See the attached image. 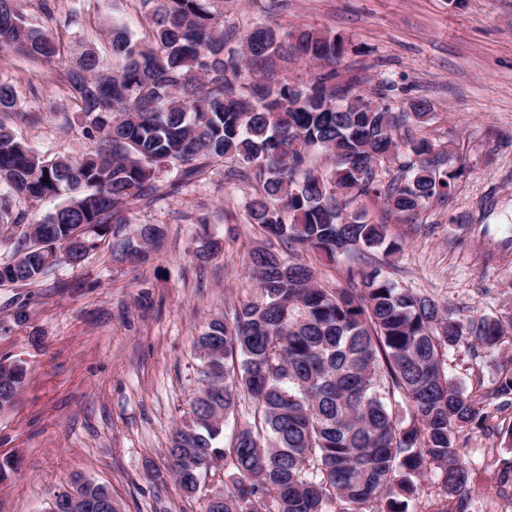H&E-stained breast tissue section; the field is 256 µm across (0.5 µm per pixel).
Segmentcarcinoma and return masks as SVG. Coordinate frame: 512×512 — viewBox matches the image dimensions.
Masks as SVG:
<instances>
[{
    "instance_id": "obj_1",
    "label": "carcinoma",
    "mask_w": 512,
    "mask_h": 512,
    "mask_svg": "<svg viewBox=\"0 0 512 512\" xmlns=\"http://www.w3.org/2000/svg\"><path fill=\"white\" fill-rule=\"evenodd\" d=\"M217 0H140L151 31L145 44L113 29V67L81 53L68 83L95 150L49 158L0 124V224H21L17 199L58 204L12 242L0 263V286L32 285L66 243L76 267L111 229L130 223L131 205L184 192L213 167L255 182L246 223L268 240L317 261L355 252L400 250L385 224L355 210L378 198L387 211L416 218L448 201L464 170L426 137L398 131L434 119L415 100L396 112L351 88L332 84L342 37L301 30L282 35L257 23L243 36ZM244 41L243 48L233 45ZM313 62L301 84L278 77L283 47ZM0 50L52 64L61 48L26 21L16 0H0ZM17 105L0 80V112ZM409 160L401 161L400 147ZM320 153L330 166L313 164ZM396 165L384 182L376 165ZM165 235L143 224L115 255L135 268L152 261ZM255 299L232 318L213 319L196 340L207 385L176 425L170 469L191 493L218 460L231 485L206 512H408L420 481L433 473L455 512H468L472 473L456 445L484 416L473 394L452 381L444 353L512 344V325L494 315H458L403 287L374 262L347 270L341 288L318 284L316 268L268 248L249 254ZM0 407L13 405L27 379L23 361L0 357ZM487 395L512 405V366ZM248 416L221 444L219 415ZM81 512H113L107 486L75 479Z\"/></svg>"
}]
</instances>
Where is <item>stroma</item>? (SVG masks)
Instances as JSON below:
<instances>
[{
  "label": "stroma",
  "instance_id": "1",
  "mask_svg": "<svg viewBox=\"0 0 512 512\" xmlns=\"http://www.w3.org/2000/svg\"><path fill=\"white\" fill-rule=\"evenodd\" d=\"M28 22L70 49L84 46L111 59L113 28L146 35L140 0H19ZM241 30L264 23L283 31H328L347 53L336 83L366 97L383 93L396 111L413 100L436 114L422 134L453 156L464 175L447 205L418 223L387 215L364 201L366 219L388 222L400 244L390 275L460 315L512 317V0H224ZM64 65L30 62L0 51L17 106L0 124L49 157L79 158L95 148L83 134ZM250 184L210 171L181 195L132 207L137 226L161 224L166 236L153 262L117 263L102 242L79 267L57 266L41 283L0 287V356L25 361L28 376L15 405L0 412V459L20 469L0 485V512H47L56 493L81 476L106 484L118 512H205L223 491L229 468L217 464L196 494L172 474V431L204 386L195 341L214 319L256 296L248 251L264 246L242 215ZM222 242L197 256L203 232ZM149 295L141 306V295ZM27 321L14 323L17 298ZM512 348L452 350L448 375L467 390H489ZM488 430L467 431L462 452L472 471L469 512H512V408L484 403Z\"/></svg>",
  "mask_w": 512,
  "mask_h": 512
}]
</instances>
